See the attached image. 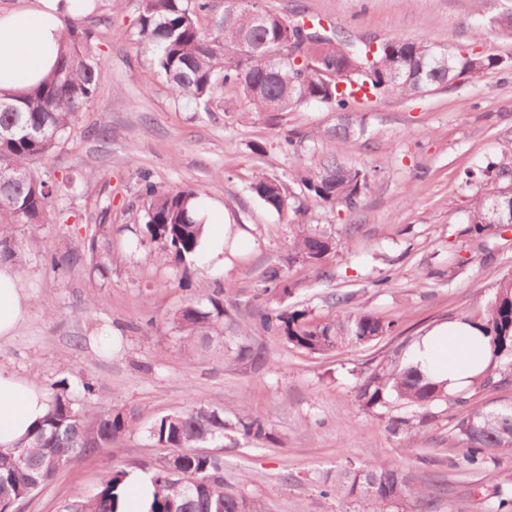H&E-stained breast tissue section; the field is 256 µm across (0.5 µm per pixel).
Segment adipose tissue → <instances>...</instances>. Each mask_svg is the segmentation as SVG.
I'll list each match as a JSON object with an SVG mask.
<instances>
[{"instance_id": "1", "label": "adipose tissue", "mask_w": 512, "mask_h": 512, "mask_svg": "<svg viewBox=\"0 0 512 512\" xmlns=\"http://www.w3.org/2000/svg\"><path fill=\"white\" fill-rule=\"evenodd\" d=\"M84 11L85 0H29L27 6L0 11V96L24 95L52 73L65 18ZM190 206L203 226L201 248L206 260L223 265L229 230L223 216L207 201L194 199ZM28 301L18 269L1 266L0 339L14 335L27 313ZM490 361L488 337L463 320L434 329L414 347V365L451 392L468 388ZM48 409L49 401L40 388L0 372V447H14Z\"/></svg>"}]
</instances>
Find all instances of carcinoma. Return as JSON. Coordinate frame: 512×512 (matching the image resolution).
Instances as JSON below:
<instances>
[{
	"instance_id": "1",
	"label": "carcinoma",
	"mask_w": 512,
	"mask_h": 512,
	"mask_svg": "<svg viewBox=\"0 0 512 512\" xmlns=\"http://www.w3.org/2000/svg\"><path fill=\"white\" fill-rule=\"evenodd\" d=\"M247 4L240 0H137L140 40L151 55L155 71L165 76L171 95L208 105L224 95V88L239 90L244 115L291 112L308 103L338 112L354 111L363 92L368 101L385 95L417 96L424 88L473 82L489 71L512 72L511 56H490L451 51L423 39L391 37L372 48L320 18L288 21L266 11L247 25L241 16ZM303 58L301 64L288 53ZM102 71L91 43V32L70 19L65 23L63 49L55 71L43 83L17 98L0 97V264L18 263L21 241L18 224H43L55 202L72 191L75 180L61 181L46 168L59 145L66 141L77 116L96 95ZM512 165L491 164L465 172L464 187L471 191L463 235L479 242L493 228L512 225V185L505 182ZM309 198L317 205H359L369 186L368 173L357 166L325 158L319 170L304 178ZM251 190L265 206L279 214L298 213L303 206L289 201L282 183L262 176ZM198 197L193 189L160 190L143 178L139 198L151 238L184 260L198 252L202 225L187 208ZM110 225L99 224L91 238L90 255L77 252L43 257L53 270L72 268L95 258L104 268L99 243L106 242ZM334 249L332 238L309 224L297 225L293 256L321 264ZM264 291L292 292L283 269L262 272ZM227 284L205 300L191 298L175 309L169 322L180 332L183 350L206 353L224 342V359L259 360L263 350L247 341V326L224 308ZM352 296H336L338 314L314 322L305 312L286 313L268 308L258 313L262 327L289 345L311 355L368 344L395 331L394 322L369 311L348 308ZM479 327L490 338L492 361L468 391L451 395L414 365L380 367L359 385L360 405L376 416L399 403L410 412L388 418V430L411 442L416 431L439 418L438 408L452 409V433L462 444L459 465L484 475L489 496L499 512H512V486L501 484L492 468L500 452L512 450V399L493 408L476 401L487 389L512 384V274L504 275L488 300ZM133 408L102 403L84 408L66 382L50 401L47 416L23 441L0 449V506L22 505L48 485L72 460L112 448L133 426ZM235 433L261 444L274 440L266 421L245 412L233 419L216 407L200 406L156 419L148 429L155 448L164 450L149 471L155 487L148 512H253L249 500L224 490V438ZM127 472L117 470L92 495L66 503L61 512H118ZM323 495L354 498L361 512H390V508L418 499L420 512H434L437 486L416 484L401 461L379 460L367 468H345L326 483Z\"/></svg>"
}]
</instances>
